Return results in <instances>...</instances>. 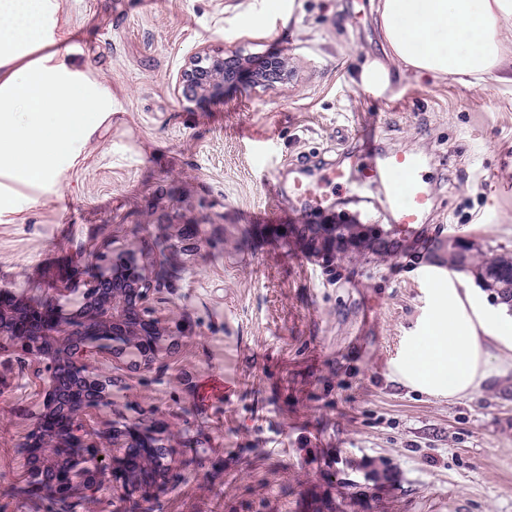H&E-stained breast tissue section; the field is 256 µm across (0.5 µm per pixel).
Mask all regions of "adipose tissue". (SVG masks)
<instances>
[{
	"mask_svg": "<svg viewBox=\"0 0 512 512\" xmlns=\"http://www.w3.org/2000/svg\"><path fill=\"white\" fill-rule=\"evenodd\" d=\"M389 64L362 71L363 89L387 88L391 69L512 94V0H373ZM60 0H0V218L19 212L20 188L44 191L115 112L111 88L60 50ZM428 311L390 362L394 380L460 399L505 371L512 310L437 265L421 268Z\"/></svg>",
	"mask_w": 512,
	"mask_h": 512,
	"instance_id": "ef3b65f1",
	"label": "adipose tissue"
}]
</instances>
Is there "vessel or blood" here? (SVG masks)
<instances>
[{
    "label": "vessel or blood",
    "instance_id": "1",
    "mask_svg": "<svg viewBox=\"0 0 512 512\" xmlns=\"http://www.w3.org/2000/svg\"><path fill=\"white\" fill-rule=\"evenodd\" d=\"M370 172L386 187L394 208L396 230L405 235H416L419 216L430 201L422 187L425 174L421 160L403 153L386 155L380 164L371 167ZM230 391V383L220 374L207 375L200 382V394L210 400H221Z\"/></svg>",
    "mask_w": 512,
    "mask_h": 512
}]
</instances>
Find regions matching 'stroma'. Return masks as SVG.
<instances>
[{
	"instance_id": "stroma-1",
	"label": "stroma",
	"mask_w": 512,
	"mask_h": 512,
	"mask_svg": "<svg viewBox=\"0 0 512 512\" xmlns=\"http://www.w3.org/2000/svg\"><path fill=\"white\" fill-rule=\"evenodd\" d=\"M68 47L118 110L63 175L0 223V290L28 305H79L82 255L135 250L156 286L162 337L149 367L132 349L99 373L111 403L86 418L99 440L134 420L166 428L172 479L153 512H512V369L456 401L409 390L387 369L420 324L417 280L435 264L479 286L475 262L512 255V95L398 74L376 96L355 81L388 59L371 0H61ZM207 51L247 70L209 102L178 79ZM424 162L431 205L396 235L384 188L346 190L357 162ZM338 171L344 182L330 185ZM324 210L301 215L297 185ZM373 220L397 239L325 260L295 224ZM470 261H453L449 241ZM235 386L196 395L206 374ZM45 374L0 362V507L45 512L22 445Z\"/></svg>"
}]
</instances>
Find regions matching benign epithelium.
<instances>
[{"mask_svg": "<svg viewBox=\"0 0 512 512\" xmlns=\"http://www.w3.org/2000/svg\"><path fill=\"white\" fill-rule=\"evenodd\" d=\"M232 77L224 71V57L208 52L191 58L181 74L183 95L195 102L224 93ZM301 234L314 249L334 251L360 243L358 234L336 224H307ZM87 288L70 316L39 311L31 306L4 307L0 301V353L9 351L48 376L36 427L23 448L29 470L59 474L46 512H67L68 499H87L101 491L104 472L112 473V498L135 505L156 495L168 482L156 462L154 438L162 424L142 419L112 432V450L94 440L83 425L86 414L109 404L107 381L96 374L100 360L134 348L143 365H150L162 333L149 307L152 284L139 270L135 255L127 253L105 266L94 258L83 263ZM99 460L95 468L78 467L79 459Z\"/></svg>", "mask_w": 512, "mask_h": 512, "instance_id": "obj_1", "label": "benign epithelium"}]
</instances>
